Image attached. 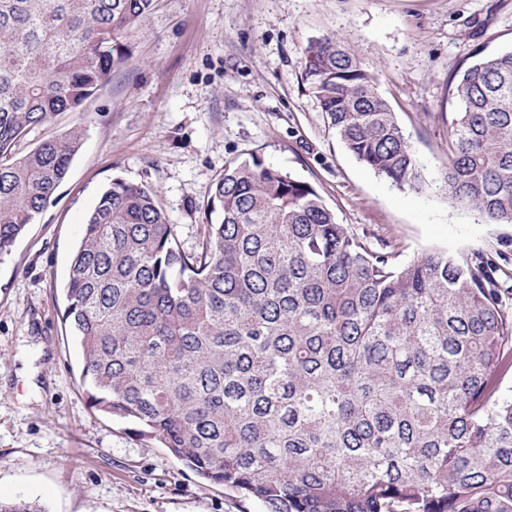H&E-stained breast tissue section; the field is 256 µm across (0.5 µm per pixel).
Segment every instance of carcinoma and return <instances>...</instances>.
I'll use <instances>...</instances> for the list:
<instances>
[{"instance_id": "obj_1", "label": "carcinoma", "mask_w": 512, "mask_h": 512, "mask_svg": "<svg viewBox=\"0 0 512 512\" xmlns=\"http://www.w3.org/2000/svg\"><path fill=\"white\" fill-rule=\"evenodd\" d=\"M154 0H0V256L52 201L83 142L24 155L125 57ZM302 80L345 148L398 188L426 184L375 75L338 38ZM451 95L448 203L512 224V49ZM197 251L156 194L112 180L72 257L62 319L88 405L267 512H512V315L490 264L407 263L336 222L313 185L232 162Z\"/></svg>"}]
</instances>
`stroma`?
Returning <instances> with one entry per match:
<instances>
[{"label":"stroma","mask_w":512,"mask_h":512,"mask_svg":"<svg viewBox=\"0 0 512 512\" xmlns=\"http://www.w3.org/2000/svg\"><path fill=\"white\" fill-rule=\"evenodd\" d=\"M333 37L376 75L426 187L395 188L329 126L302 66ZM124 42L105 86L22 143L84 131L53 201L0 260V499L44 512H266L88 407L61 316L82 226L119 177L153 189L182 248L197 250L216 179L257 154L312 184L373 250L491 260L511 313L512 224L451 207L433 183L448 160V79L462 60L512 49V0H156Z\"/></svg>","instance_id":"1"}]
</instances>
